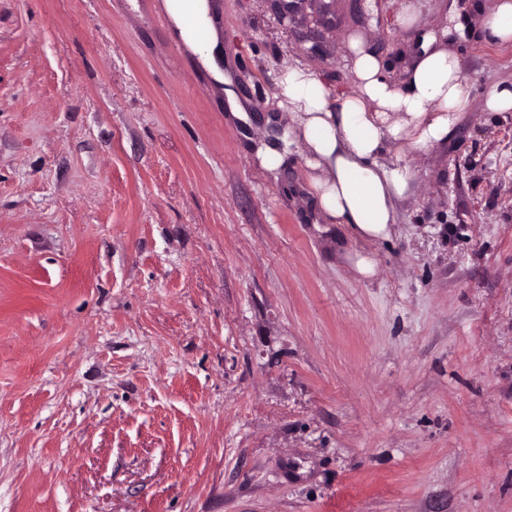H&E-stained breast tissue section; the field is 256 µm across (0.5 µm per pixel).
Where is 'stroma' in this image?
<instances>
[{
  "mask_svg": "<svg viewBox=\"0 0 512 512\" xmlns=\"http://www.w3.org/2000/svg\"><path fill=\"white\" fill-rule=\"evenodd\" d=\"M163 2L0 0V512H512V46L457 43L471 107L366 242L300 151L254 165ZM397 7L211 22L277 112L285 65L349 86L352 34L401 79ZM485 111L510 112L512 111V81L496 85L487 95Z\"/></svg>",
  "mask_w": 512,
  "mask_h": 512,
  "instance_id": "1",
  "label": "stroma"
}]
</instances>
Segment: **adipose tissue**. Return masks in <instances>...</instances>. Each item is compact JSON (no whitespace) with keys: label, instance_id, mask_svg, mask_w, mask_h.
Here are the masks:
<instances>
[{"label":"adipose tissue","instance_id":"adipose-tissue-1","mask_svg":"<svg viewBox=\"0 0 512 512\" xmlns=\"http://www.w3.org/2000/svg\"><path fill=\"white\" fill-rule=\"evenodd\" d=\"M166 6L180 37L220 75V42L207 0H166ZM474 26L486 39L512 44V0H489L477 19L456 20L453 28L423 30L400 84L386 76L381 59L359 35L345 40L352 81L342 91L327 89L310 70L285 68V117L312 171L321 219L347 225L364 240L393 235L397 206L412 179L404 157L447 144L469 106L468 78L452 43Z\"/></svg>","mask_w":512,"mask_h":512}]
</instances>
